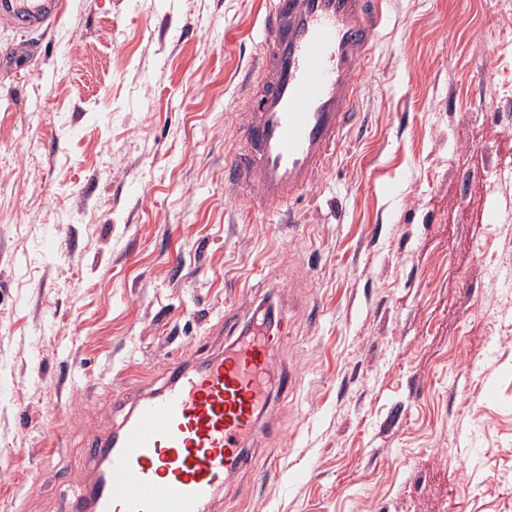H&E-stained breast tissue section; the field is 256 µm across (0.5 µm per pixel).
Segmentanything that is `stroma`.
I'll use <instances>...</instances> for the list:
<instances>
[{
    "label": "stroma",
    "instance_id": "1",
    "mask_svg": "<svg viewBox=\"0 0 512 512\" xmlns=\"http://www.w3.org/2000/svg\"><path fill=\"white\" fill-rule=\"evenodd\" d=\"M266 3L0 20V512H64L116 395L261 304L305 374L266 415L283 479L261 435L213 512H512V0H386L362 123L290 224L224 186Z\"/></svg>",
    "mask_w": 512,
    "mask_h": 512
}]
</instances>
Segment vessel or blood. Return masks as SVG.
<instances>
[{"instance_id": "1", "label": "vessel or blood", "mask_w": 512, "mask_h": 512, "mask_svg": "<svg viewBox=\"0 0 512 512\" xmlns=\"http://www.w3.org/2000/svg\"><path fill=\"white\" fill-rule=\"evenodd\" d=\"M64 0H0V17L40 28ZM384 25L383 0H268L260 54L236 122L224 184L244 205L288 207L314 183L358 118L359 81ZM282 325L200 359L168 364L161 387L135 395L109 436L86 455L103 469L66 512H205L225 479L250 466L248 443L267 430L274 341Z\"/></svg>"}]
</instances>
